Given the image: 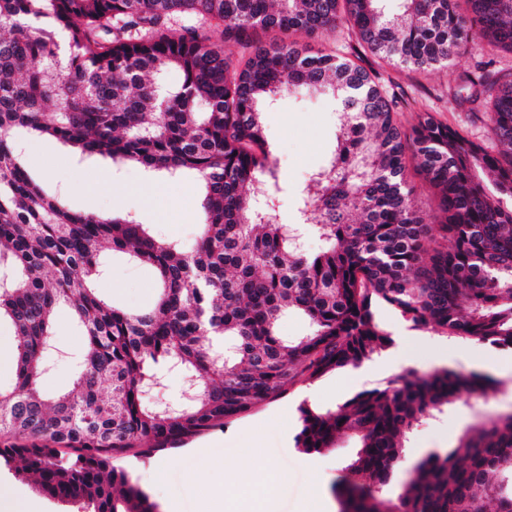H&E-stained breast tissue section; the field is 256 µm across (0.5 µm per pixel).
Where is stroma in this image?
Masks as SVG:
<instances>
[{"instance_id": "obj_1", "label": "stroma", "mask_w": 512, "mask_h": 512, "mask_svg": "<svg viewBox=\"0 0 512 512\" xmlns=\"http://www.w3.org/2000/svg\"><path fill=\"white\" fill-rule=\"evenodd\" d=\"M480 53L455 58L448 66L427 71L390 66L377 57L365 56L363 65L379 75V84L398 99L395 118L403 131H411L423 116L459 128L470 139L487 142L485 108L459 97V77L474 70ZM266 137L283 187L275 200L282 223L293 221L300 191L326 162L336 145L339 121L336 106L321 94L278 96L265 114ZM22 161L31 177L51 196L61 197L72 211L126 218L146 226L157 238L174 240L191 248L203 220L201 186L195 175L172 177L128 164L115 165L103 157L87 158L69 145L35 137L21 138ZM111 189L95 190L101 179ZM95 287L102 299L129 310H143L156 298L155 274L130 255L110 256ZM380 321L395 342L360 367L329 373L314 382L295 386L275 401L241 415L192 440L191 444L156 455L136 466L135 476L159 503L176 499L182 512H197L199 494L206 484L224 489L236 499L241 512H249L251 500L222 471L232 468L246 448H258L265 463L288 474V490L270 498L268 512H338L331 492L344 476V468L356 455L357 441L345 435L336 448L307 455L295 448L299 430L297 407L308 402L322 410L356 392L383 384L389 377L412 366L427 372L451 355V368L469 372L475 360H483L496 377L494 392L473 400L462 395L454 408L424 421L410 434L405 456L396 469L392 491H400L416 460L426 451H447L457 437L485 416L512 410V366L499 364L500 349L472 341L412 330L393 312L380 310ZM54 349L51 368L43 377V389L52 396L71 391L80 367L83 330L71 311L59 309L52 322Z\"/></svg>"}]
</instances>
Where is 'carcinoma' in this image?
<instances>
[{"mask_svg": "<svg viewBox=\"0 0 512 512\" xmlns=\"http://www.w3.org/2000/svg\"><path fill=\"white\" fill-rule=\"evenodd\" d=\"M465 4L0 0V264L11 270L0 319L16 353L15 384L0 389V471L77 512H160L119 460L178 449L300 383L361 366L392 345L381 308L413 330L512 348V74L490 70L494 52H512V0ZM346 29L351 57L288 39ZM259 30L279 38L263 42ZM231 41L249 49L236 67L224 51ZM476 49L487 60L462 89L473 101L494 91V148L430 116L407 135L395 98L358 63L364 52L428 70ZM172 68L183 80L164 99L160 76ZM303 88L342 107L336 149L296 201L298 220L325 242L314 255L277 220L281 187L263 123L265 105ZM18 129L117 164L193 172L205 214L194 248L131 220L68 210L29 178ZM411 169L437 190L436 237ZM108 248L153 269V306H110L92 288ZM61 305L85 344L75 389L49 399L41 378ZM293 312L308 330L284 339L277 325ZM153 365L194 381L173 413L146 400ZM492 387L477 372L407 367L334 410L302 402L295 447L320 454L358 438L348 479L333 490L338 512H512V411L421 457L402 490H388L410 432L461 392Z\"/></svg>", "mask_w": 512, "mask_h": 512, "instance_id": "carcinoma-1", "label": "carcinoma"}]
</instances>
